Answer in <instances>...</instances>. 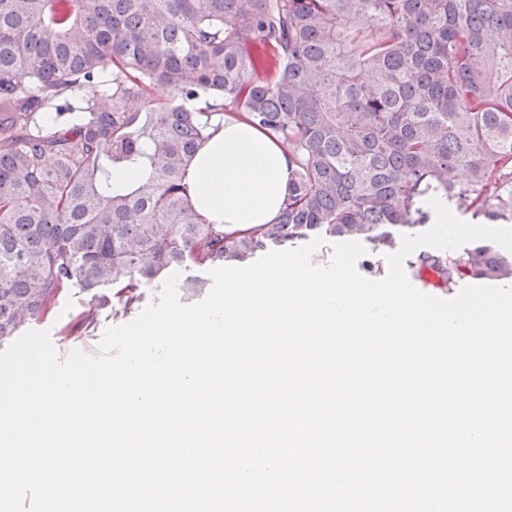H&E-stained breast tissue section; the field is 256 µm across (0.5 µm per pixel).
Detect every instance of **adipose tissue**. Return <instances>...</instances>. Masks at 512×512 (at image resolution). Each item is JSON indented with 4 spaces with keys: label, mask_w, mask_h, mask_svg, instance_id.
I'll list each match as a JSON object with an SVG mask.
<instances>
[{
    "label": "adipose tissue",
    "mask_w": 512,
    "mask_h": 512,
    "mask_svg": "<svg viewBox=\"0 0 512 512\" xmlns=\"http://www.w3.org/2000/svg\"><path fill=\"white\" fill-rule=\"evenodd\" d=\"M294 163L245 118L225 119L186 173L191 200L209 223L236 231L278 219Z\"/></svg>",
    "instance_id": "ef3b65f1"
}]
</instances>
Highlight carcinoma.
<instances>
[{"instance_id":"1","label":"carcinoma","mask_w":512,"mask_h":512,"mask_svg":"<svg viewBox=\"0 0 512 512\" xmlns=\"http://www.w3.org/2000/svg\"><path fill=\"white\" fill-rule=\"evenodd\" d=\"M242 114L295 168L276 223L226 233L184 177ZM432 197L512 221V0H0V345L72 288L90 325L189 264L389 246ZM416 266L512 275L487 245ZM316 237H322L325 240L326 243L323 246L319 247L313 253V255L311 257V262L314 265H317V266L327 265L331 261V258H332V248H331V245L334 244V243H339L340 241L336 240V238H332V237H328V236L310 235L309 237H306V238L293 239L292 241H288V243H286L284 245H281V246H275V247L268 248L265 252L257 254L253 259H251L246 264L230 265V266L238 267V266H245V265L251 264V263L259 260L263 256H265L270 251L298 248V247H301L303 245H306L307 243H309L310 241H312Z\"/></svg>"}]
</instances>
